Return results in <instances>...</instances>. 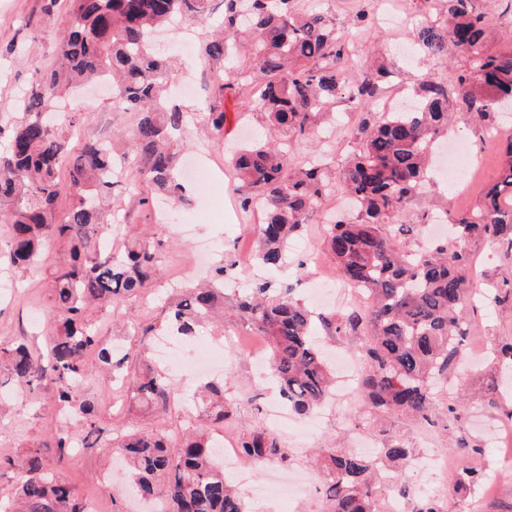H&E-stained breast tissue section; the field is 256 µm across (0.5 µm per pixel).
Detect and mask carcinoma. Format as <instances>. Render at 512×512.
<instances>
[{
    "mask_svg": "<svg viewBox=\"0 0 512 512\" xmlns=\"http://www.w3.org/2000/svg\"><path fill=\"white\" fill-rule=\"evenodd\" d=\"M68 27L60 40L57 64L36 69L23 103V115L8 135L0 155V224L7 235L0 253L18 266L36 264L47 243L71 245V261L52 273L54 306L47 313L56 327L47 363L18 342L0 348V388L19 386L35 394L49 390L64 408L54 443L32 444L21 456L0 455V474L23 472L12 499L0 512H87L84 501L60 473L46 468L45 454L63 464L78 447L95 444L97 403L85 394L93 368L108 378H122L131 404L151 413L172 399L168 377L149 366L133 374L125 369L129 354L117 358L99 342L92 305L110 308L145 295L158 262L160 241L135 237L122 255L104 244L101 202L112 193V143L84 142L68 154L72 114L67 124L49 119L55 101L67 90L95 78L116 83L119 103L136 113L124 136L125 155L143 183L179 205L187 187L178 176L181 149L173 136L187 123V112L167 100L172 79L169 60L152 44L156 28L174 18L194 23L208 0H66ZM420 0L425 20L415 29L418 51L440 61L468 62L453 91L433 77L415 90L412 112L372 108L381 99L388 72L364 67L353 79L346 67L348 44L333 17L305 12L298 0H223L219 32L204 53L224 62L232 82L217 76L218 95L235 87L250 89L249 109L263 118L259 133L231 158L240 208L263 210L258 226L259 259L268 267L283 264L290 237L297 234L323 202L340 191L354 199L357 216L328 225V249L341 278L361 289V310L321 317L331 335L361 333L366 345L357 394L377 413L426 417L433 405L432 386L448 380V367L461 352L464 313L471 305L472 265L463 250L448 253L440 244L413 252L404 243L405 224L391 218L426 193L429 162L440 134L448 132V113L463 109L480 121L512 110V49L492 51L485 40L486 13L476 0ZM342 100L366 113L351 129L353 157L332 174L318 161L300 167L293 142L316 134L317 119ZM204 122L212 139L224 138V112H208ZM504 159L470 216L458 221L457 238L474 231L512 251V138L502 144ZM68 178L61 181L59 171ZM70 204L58 210L62 195ZM224 266L212 271L201 288H181L169 307V325L190 341L197 330L224 310ZM234 314L264 336L270 350V373L288 407L306 416L329 394L332 373L310 340L312 312L290 288L257 282L233 299ZM204 417L222 424L232 415L224 384L208 382L201 390ZM215 444L202 434L173 441L161 432L122 434L112 455L126 463L131 489L158 499L162 512H246L243 500L224 477ZM243 458L255 464L291 461L280 438L264 427L239 438ZM384 457L405 463L412 449L399 442L382 448ZM324 475L320 512H373L377 462L342 448H320Z\"/></svg>",
    "mask_w": 512,
    "mask_h": 512,
    "instance_id": "1",
    "label": "carcinoma"
}]
</instances>
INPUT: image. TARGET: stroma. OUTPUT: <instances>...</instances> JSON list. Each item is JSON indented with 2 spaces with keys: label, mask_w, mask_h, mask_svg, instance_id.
I'll return each mask as SVG.
<instances>
[{
  "label": "stroma",
  "mask_w": 512,
  "mask_h": 512,
  "mask_svg": "<svg viewBox=\"0 0 512 512\" xmlns=\"http://www.w3.org/2000/svg\"><path fill=\"white\" fill-rule=\"evenodd\" d=\"M409 15L415 14V0H300L301 8L322 12L333 17L337 30L349 43L350 72L360 76L366 61L373 60L389 68L392 86L412 88L421 76L432 75L453 82L459 70L465 69L464 59L440 63L430 58L398 50L401 42H412L411 28L386 30L354 25L356 12L372 16L381 8ZM222 0H211L209 12L198 22L175 24L172 30L160 34L157 42L174 63L172 74L175 99L190 114L183 135L186 155L193 162L209 165L211 175L199 184L192 201L180 207V218L172 224L161 223L162 209L157 204L144 205L140 199L149 195L147 186L135 183L134 173L122 176V184L109 201V211L118 212L122 223L112 229V246L123 249L125 226L156 233L163 240L155 283L146 298L113 307L100 313V339L106 344H119L125 350L153 358L152 337L133 331L134 325L163 327L165 306L176 287L185 283L183 272L193 261L202 243L217 246L212 258L226 266L229 293H241L253 282H270L272 287L293 288L297 298L308 299L316 279L340 283L336 264L326 249L325 235L331 216L348 215L342 195L329 197L323 207L312 213L299 236L288 242V262L278 271L264 269L257 260L256 228L263 215L255 210L243 212L229 192L233 171L229 157L234 147L250 131L259 129L258 113L248 111L241 92L225 91L223 98L214 99L210 83L222 72V62L205 56L201 48L209 39L223 14ZM67 27L62 0H0V154L7 146L6 132L21 115L20 100L31 88L35 68H49L55 61L58 43ZM191 40L190 51L180 48ZM73 100V112L80 116L81 136L72 137L71 152H78L85 140H112L114 135L130 131L133 113L116 101L114 94H104L91 87L80 92H68ZM219 107L226 114L224 138L213 141L202 120L205 112ZM361 118L359 110L338 105L333 115L320 118L316 137L295 144L293 156L304 162L322 159L334 166L348 160L354 150L349 128ZM451 133L463 138L470 158L476 161L478 174L464 180L460 189H452L448 181L435 179L427 197L411 201L394 221L398 224L420 223V230L410 236L407 245L420 250L431 240L424 230L431 214L441 210L449 222L467 216L479 204L485 188L496 178L503 155L499 143L489 141L487 126L476 122L465 112L450 116ZM473 264V282L478 288H494L500 300L491 305L481 304L469 312L465 321V345L484 348L483 357L460 356L448 369L453 380L449 390L436 392L430 419L413 416L373 414L366 412L357 396L342 398L338 417L326 420L321 430L295 453V471L304 473L308 490L302 498L282 499L271 504L251 507L250 512H319L322 502L316 492L318 474L311 465L315 449L338 446L354 449L372 441L383 444L396 439L413 448L421 456L441 452L452 459L469 457L471 463L493 473L496 468V448L491 444L494 429L512 428V358L506 351L512 346V255L501 245L472 233L463 243ZM68 245L53 242L46 250L41 266L24 271L0 263V283H8V291L0 290V347L26 340L34 353H44L53 326L46 313L51 306L50 276L55 266L67 259ZM224 395L240 408L232 419L216 427L217 437H239L246 428L267 426L265 409L277 398L275 386L262 377V369L246 354L225 353ZM87 391L98 404L99 420L104 433L97 445L80 449L64 469L63 474L77 487L83 499H95L98 512H123L127 508V479L121 474L122 462L113 458L108 442L119 431L158 430L177 438L185 432L200 413L198 381L188 379L174 386V401L168 411L149 416L133 409L120 384L106 383L102 375H94ZM464 396L465 407L459 419L447 420L446 412L457 396ZM60 411L50 392L28 394L16 392L12 399L0 402V453L17 455L33 441L49 439L59 425ZM118 471V479L105 482L108 471ZM407 484L413 488L414 507L424 500L434 501L443 512H512V480H503L490 497H483L482 483L459 480L449 488L418 493L421 478L408 472Z\"/></svg>",
  "instance_id": "1"
}]
</instances>
